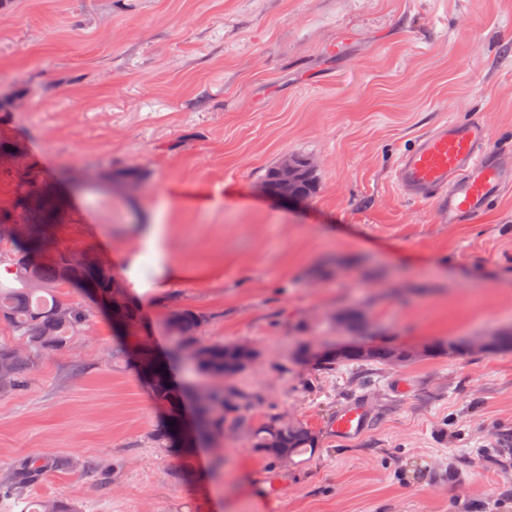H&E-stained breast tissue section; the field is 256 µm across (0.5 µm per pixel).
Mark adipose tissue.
Wrapping results in <instances>:
<instances>
[{"instance_id": "ef3b65f1", "label": "adipose tissue", "mask_w": 512, "mask_h": 512, "mask_svg": "<svg viewBox=\"0 0 512 512\" xmlns=\"http://www.w3.org/2000/svg\"><path fill=\"white\" fill-rule=\"evenodd\" d=\"M143 255L152 258L158 272L157 280L149 282L143 278L139 265V258ZM123 274L132 285V297L136 301L147 302L166 283L182 280L184 270L182 267L169 262L164 247L163 234L159 226L148 224L140 228L134 254L129 258Z\"/></svg>"}]
</instances>
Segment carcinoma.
Returning <instances> with one entry per match:
<instances>
[{
	"instance_id": "obj_1",
	"label": "carcinoma",
	"mask_w": 512,
	"mask_h": 512,
	"mask_svg": "<svg viewBox=\"0 0 512 512\" xmlns=\"http://www.w3.org/2000/svg\"><path fill=\"white\" fill-rule=\"evenodd\" d=\"M21 203L39 215L40 223L30 225L26 239L15 247L11 256L0 259V265L6 264L5 275H0V320L7 322L22 340L17 348L0 344V366L10 379L8 393L22 390L35 360L66 348L72 336L93 317V304L68 299L58 289L68 287L86 297L94 296L109 310L118 336L133 334L138 324L136 307L124 292L113 290L112 279L96 277L89 265L68 261L67 251L52 245L48 227L56 213L55 197L49 192L39 195L26 192ZM35 256L41 257V261L33 266L29 258ZM33 280L41 287H30ZM204 322L205 318L194 310L177 311L170 319V328L177 334L179 343L166 358L156 357L144 344L136 351L137 364L147 367L155 400L166 408V415L151 435L156 447L172 449L185 458V466H191L189 450L180 442L185 427L180 405L192 393L186 385L170 386L168 370L171 364L186 361L190 347L200 345L209 354L208 370L221 371L229 378L226 384L207 390L194 403L193 423L198 429V442L207 444L224 436L226 428L231 427L242 431L250 447L275 466L279 465L278 456L284 452L293 458L314 452L319 447V438L304 423L277 413H265L255 420L239 415L253 399L233 385V380L249 369L244 362L245 353L235 342L201 341ZM401 361L402 351L397 348L356 343L322 353L317 357V366L328 373L343 363L381 367Z\"/></svg>"
}]
</instances>
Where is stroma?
<instances>
[{
  "mask_svg": "<svg viewBox=\"0 0 512 512\" xmlns=\"http://www.w3.org/2000/svg\"><path fill=\"white\" fill-rule=\"evenodd\" d=\"M446 118L481 121L512 166V0H0V253L32 220L19 192L37 188L59 204L53 244L113 278L142 224L168 225L188 271L139 309L136 335L96 311L0 394V479L45 462L0 512H512V351L448 350L512 330V193L452 224L390 181ZM286 154L313 164L300 203L257 190ZM125 173L140 193L110 194ZM179 309L205 316L202 341L255 346L236 379L256 398L244 416L305 422L314 455L283 470L230 432L188 472L153 447L162 409L131 351L166 356ZM348 309L361 342L420 357L303 361L352 341ZM355 401L366 431L337 436Z\"/></svg>",
  "mask_w": 512,
  "mask_h": 512,
  "instance_id": "35a3bbf8",
  "label": "stroma"
}]
</instances>
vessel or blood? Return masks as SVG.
Returning <instances> with one entry per match:
<instances>
[{
    "mask_svg": "<svg viewBox=\"0 0 512 512\" xmlns=\"http://www.w3.org/2000/svg\"><path fill=\"white\" fill-rule=\"evenodd\" d=\"M390 178L404 200L436 203L452 224L479 215L512 191V169L499 164L476 119H447L420 135ZM367 419L364 407L354 403L337 412L332 427L351 437L362 433Z\"/></svg>",
    "mask_w": 512,
    "mask_h": 512,
    "instance_id": "1",
    "label": "vessel or blood"
}]
</instances>
